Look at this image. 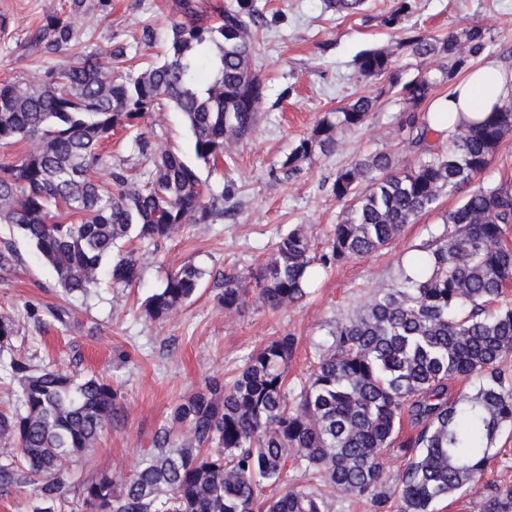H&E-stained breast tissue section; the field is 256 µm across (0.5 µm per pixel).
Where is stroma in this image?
Wrapping results in <instances>:
<instances>
[{
	"instance_id": "35a3bbf8",
	"label": "stroma",
	"mask_w": 512,
	"mask_h": 512,
	"mask_svg": "<svg viewBox=\"0 0 512 512\" xmlns=\"http://www.w3.org/2000/svg\"><path fill=\"white\" fill-rule=\"evenodd\" d=\"M393 4L368 0L363 11L347 16L326 8L324 0H260L266 26L258 36L252 69L266 82L267 98L259 123L236 146L231 161L201 173L217 190L234 183V211L206 224L187 225L160 246L141 245L142 274L133 287L94 288L84 299L64 296L52 268L27 241L0 224V242L11 241L19 255L9 273H0V314L12 317L19 328L10 354L39 368L103 377L119 393L118 415L77 479L100 471L127 472L150 447L174 404L205 382L229 379L275 337L292 335L298 341L287 377L289 386H299L336 313L365 303L374 289L394 284L413 246L441 232L442 215L456 206V198H441L437 210L405 225L382 251L316 272L302 303L275 311L247 305L231 313L219 302L217 278L228 270L246 275L257 271L278 234L302 224L325 239L345 208L330 190L338 167L382 148L413 163L399 129L401 100L360 79L353 66L358 52L395 49L412 28L445 36L477 25L488 36L486 58L512 70V0H412V12L400 29L383 23ZM51 12L71 17L87 50L128 45L136 67L148 60L147 49L138 45L143 28L152 27L160 44L170 22L180 17L177 0H111L106 11L75 17L69 14L68 0H0V82H38L56 63L55 55L33 45ZM363 93L379 96L363 127L342 134L332 155L305 162L298 177H274V168L324 113ZM137 135L151 150L193 154L191 134L171 105L133 128L113 131L104 142L113 164L133 157ZM187 262L203 270L202 287L167 319L146 317L142 301ZM53 307L70 309L71 319L57 322L49 313ZM499 484H512V426L499 435L483 478L464 497L438 503L437 512H481L483 499Z\"/></svg>"
}]
</instances>
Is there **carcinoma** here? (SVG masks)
Segmentation results:
<instances>
[{
    "mask_svg": "<svg viewBox=\"0 0 512 512\" xmlns=\"http://www.w3.org/2000/svg\"><path fill=\"white\" fill-rule=\"evenodd\" d=\"M365 0H327L356 13ZM163 54L132 69L128 46L85 51L68 18L49 13L33 39L65 60L42 83H0V148L22 144L0 162V224L10 225L54 268L70 296H86L106 276L114 288L140 280L136 250L125 239L155 246L185 224L224 216L199 166L231 157L254 131L267 96L252 71L265 25L258 0H235L212 21L197 0H180ZM411 0H396L384 23L400 26ZM488 47L485 30L469 27L438 38L413 31L399 49L433 69L400 83L395 53L359 52L354 68L369 80L389 78L405 118L401 130L414 164L376 150L337 169L331 184L346 205L325 250L296 226L282 234L254 282L224 273L220 301L233 312L252 297L271 310L297 304L317 268L378 252L406 224L433 211L444 196H461L442 215L443 232L409 258L416 274L377 288L368 303L332 320L309 379L295 391L286 368L292 336L254 352L228 384L209 381L172 408L151 447L120 479L100 472L76 484L73 474L112 424L118 392L95 375L9 362L17 404L0 412V495L30 492L34 512H56L66 491L87 512H333L338 497L371 512H433L483 475L502 429L512 425V185L476 181L512 134V101L494 105L473 125L435 130L428 118L439 81H452ZM378 97L361 95L324 114L278 166L284 179L302 163L336 149L339 135L363 126ZM170 103L193 136V159L135 140L136 161L110 172L103 141ZM203 277L186 263L142 307L163 320L193 297ZM473 390L449 395L454 380ZM411 432L400 436L403 424ZM408 457L395 486L380 465L388 452ZM318 477L309 489L288 483V471ZM274 488L266 496L263 491ZM481 512H512V485L484 498Z\"/></svg>",
    "mask_w": 512,
    "mask_h": 512,
    "instance_id": "obj_1",
    "label": "carcinoma"
}]
</instances>
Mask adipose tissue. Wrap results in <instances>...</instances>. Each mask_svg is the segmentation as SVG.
<instances>
[{
  "instance_id": "adipose-tissue-1",
  "label": "adipose tissue",
  "mask_w": 512,
  "mask_h": 512,
  "mask_svg": "<svg viewBox=\"0 0 512 512\" xmlns=\"http://www.w3.org/2000/svg\"><path fill=\"white\" fill-rule=\"evenodd\" d=\"M509 97H512V82L508 81L503 66L490 59L453 82L447 95L438 97L430 109L447 113L449 125L455 126L480 119L494 103Z\"/></svg>"
}]
</instances>
